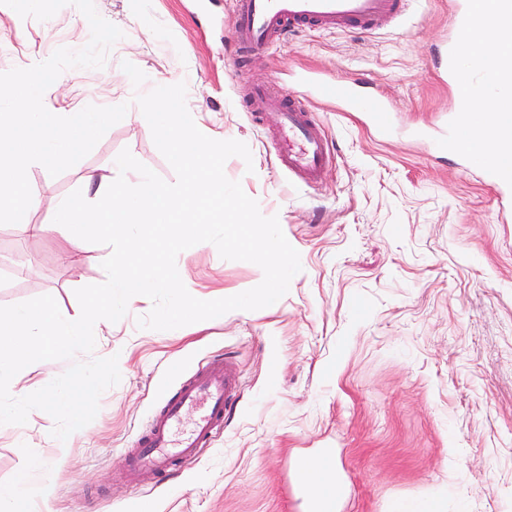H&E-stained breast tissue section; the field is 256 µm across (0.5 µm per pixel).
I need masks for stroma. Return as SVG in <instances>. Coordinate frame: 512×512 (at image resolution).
Masks as SVG:
<instances>
[{
  "label": "stroma",
  "mask_w": 512,
  "mask_h": 512,
  "mask_svg": "<svg viewBox=\"0 0 512 512\" xmlns=\"http://www.w3.org/2000/svg\"><path fill=\"white\" fill-rule=\"evenodd\" d=\"M212 18L189 0H94L124 37L100 69L69 68L44 93L45 107L127 104L91 152L51 176L39 164L28 180L45 204L30 223H52L51 202L118 175L121 150L167 182L176 175L156 147L135 95L186 83L190 114L207 132L244 142L252 164L227 159L224 171L278 216L302 270L273 305L234 310L178 329H142L148 298L96 334L94 357L117 356L120 382L104 391L95 419L66 440L53 418L32 411L23 425H0V487L28 474L32 490L52 475L54 512H307L309 498L290 465L334 454L348 488L346 512H401L436 500L442 512H512V223L496 221V189L425 148L384 144L358 112L317 105L336 148L314 189L290 181L276 164L278 118L246 115L245 92L290 94L303 74L367 78L388 98L403 127H436L453 99L434 53L449 27L448 0H414L404 22L368 33L314 29L262 54L228 39L235 0H211ZM0 5V73L77 51L90 40L72 5L52 18L18 25ZM110 248L72 245L59 229L30 240L0 224V306L53 296L77 318L75 291L105 281ZM189 293L201 300L257 286L262 269L226 260L208 242L177 257ZM233 360L239 412L215 446L170 483L126 482L136 433L173 389L169 360Z\"/></svg>",
  "instance_id": "1"
}]
</instances>
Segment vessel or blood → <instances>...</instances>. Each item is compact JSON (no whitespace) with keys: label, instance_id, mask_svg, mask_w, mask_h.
Segmentation results:
<instances>
[{"label":"vessel or blood","instance_id":"b4317fda","mask_svg":"<svg viewBox=\"0 0 512 512\" xmlns=\"http://www.w3.org/2000/svg\"><path fill=\"white\" fill-rule=\"evenodd\" d=\"M405 0H237V21L229 36L255 50L312 27L371 30L385 19H399ZM497 31L501 40L489 52L463 54L476 29ZM443 76L456 91L442 127L403 131L393 104L363 78L344 80L323 73L299 79L296 93L268 96L262 88L246 93L252 120L265 113L279 116L278 167L296 184H321L332 160L330 144L312 103L362 113L366 124L385 141L408 138L430 146L432 153L455 156L468 172L497 189V220L512 222V0H451L450 32L439 47ZM497 99L492 116L474 111L475 97ZM166 371L176 382L173 394L153 409L129 455L127 480L142 474L166 475L174 465L200 460L224 431V420L237 408L241 379L228 358L191 365L179 359Z\"/></svg>","mask_w":512,"mask_h":512}]
</instances>
